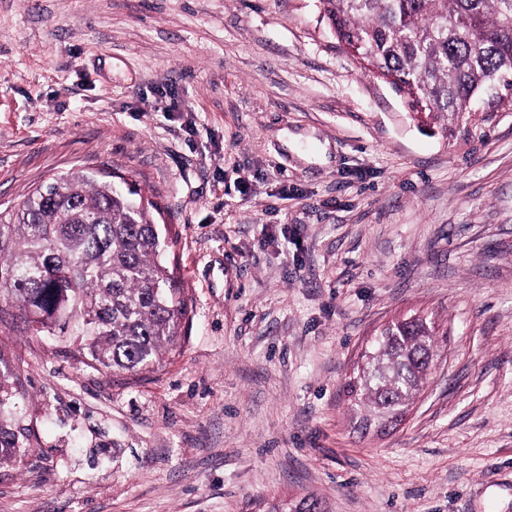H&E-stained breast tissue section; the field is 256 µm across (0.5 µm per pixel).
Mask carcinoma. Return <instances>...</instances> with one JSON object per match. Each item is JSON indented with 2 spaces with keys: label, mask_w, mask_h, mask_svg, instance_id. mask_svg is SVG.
<instances>
[{
  "label": "carcinoma",
  "mask_w": 512,
  "mask_h": 512,
  "mask_svg": "<svg viewBox=\"0 0 512 512\" xmlns=\"http://www.w3.org/2000/svg\"><path fill=\"white\" fill-rule=\"evenodd\" d=\"M338 39L374 72L395 78L433 118L476 108L491 83L512 88V0H322ZM156 205L82 170L51 179L0 209V314L12 308L30 336L71 341L84 365L139 374L180 346L186 291L164 259ZM436 357L435 327L421 316L386 324L345 384L366 406L365 428L408 411ZM12 373L0 353V464L22 452L4 397ZM273 512H322L315 499Z\"/></svg>",
  "instance_id": "carcinoma-1"
}]
</instances>
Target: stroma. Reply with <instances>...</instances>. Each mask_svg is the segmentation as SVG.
<instances>
[{
  "label": "stroma",
  "instance_id": "stroma-1",
  "mask_svg": "<svg viewBox=\"0 0 512 512\" xmlns=\"http://www.w3.org/2000/svg\"><path fill=\"white\" fill-rule=\"evenodd\" d=\"M74 170L163 206L189 322L135 375L0 319V512H512V105L422 124L321 0H0V207ZM414 314L426 389L361 429ZM435 336V327L421 316L382 327L344 386L352 406L369 408L362 421L365 429H386L405 416L434 365ZM2 363L5 365L2 366ZM0 465L16 459L22 452L19 445L18 435L12 428V417L10 412H5L3 405L5 404L3 396L7 397L9 389H12L10 379L12 373L7 368L0 350Z\"/></svg>",
  "mask_w": 512,
  "mask_h": 512
}]
</instances>
